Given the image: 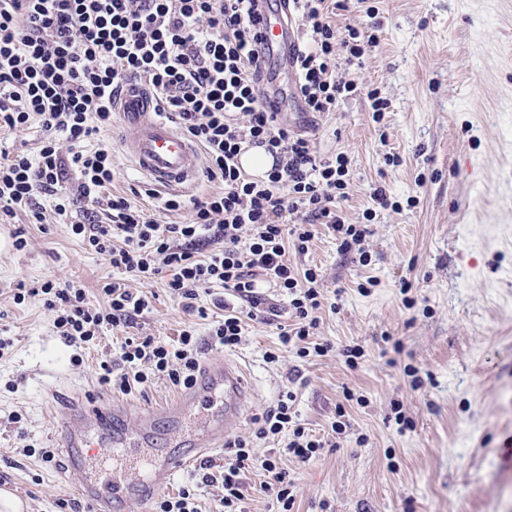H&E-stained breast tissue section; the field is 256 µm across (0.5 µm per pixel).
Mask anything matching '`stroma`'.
I'll return each instance as SVG.
<instances>
[{
	"label": "stroma",
	"mask_w": 512,
	"mask_h": 512,
	"mask_svg": "<svg viewBox=\"0 0 512 512\" xmlns=\"http://www.w3.org/2000/svg\"><path fill=\"white\" fill-rule=\"evenodd\" d=\"M376 18L355 0L337 11V27L375 26L379 39L343 76L358 87L339 109L307 123L318 154L345 153L351 161L345 220L368 223L371 263L341 252L325 226L314 225L307 254L290 261L318 267L330 304L316 332L331 352L298 362L276 346L275 326L249 322L241 344L206 352L244 369L251 395L235 434L250 439L257 420L293 389L298 417L311 432L328 435L336 406L347 428L337 448L308 464L283 463L297 486L292 512H512V0H377ZM389 103L374 122L366 89ZM127 132L110 126L116 178L112 189L150 207L160 224L189 223L191 209L173 214L146 196L149 181L122 149ZM399 156L398 166L384 163ZM384 186L397 209L374 208L372 188ZM8 231L24 230L25 250L0 249V334L14 347L0 358V487L25 503L24 512H59L75 491L55 480L65 454L53 425L54 391L73 397L113 394L98 381V355L74 365L73 347L52 330L54 313L43 297L15 305L18 284L48 278L75 282L89 293L111 280L112 269L85 250L68 225L47 212L42 224L17 215ZM159 275L147 286L150 313L133 330L163 340L189 318ZM370 282L369 292L358 285ZM357 345L363 356L349 368L340 354ZM424 380L412 390L405 367ZM300 369L302 380L286 375ZM365 404L343 399L344 390ZM411 426L399 429L395 408ZM21 415L24 429L10 425ZM53 451L43 463L38 449Z\"/></svg>",
	"instance_id": "35a3bbf8"
}]
</instances>
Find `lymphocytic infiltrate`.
I'll return each instance as SVG.
<instances>
[{"label": "lymphocytic infiltrate", "instance_id": "obj_1", "mask_svg": "<svg viewBox=\"0 0 512 512\" xmlns=\"http://www.w3.org/2000/svg\"><path fill=\"white\" fill-rule=\"evenodd\" d=\"M338 0H292L299 23L297 91L309 112L336 111L356 84L339 74L341 63L360 60L378 38L368 29L336 28ZM256 0H0V130L39 125L36 155H0V221L24 213L41 224L53 210L89 251L118 276L91 304L85 288L51 279L18 286L15 304L43 295L53 327L66 345L93 346L104 328L132 327L152 305L144 284L167 274L166 286L188 315L208 320L206 336L194 327L176 340L127 336L99 362V382L130 394L163 377L176 387L201 372L206 348L240 345L245 320L276 321L256 276L288 298L289 324L280 326L282 348L299 359L324 355L329 344L311 343L324 295L316 266L288 262L287 246L307 253L313 225H324L341 251H356L361 265L366 225L346 222L339 204L349 196V159L321 157L311 138L271 112L255 83ZM144 81L159 108L205 154V174L222 191L193 201L188 224H159L146 207L111 192L112 146L103 133L112 124L115 91L129 79ZM259 147L273 167L266 178L241 171L239 151ZM87 207L72 218L75 200ZM141 282L128 287L127 279ZM223 315L209 320V308ZM284 391L263 416L254 440L274 441L256 459L254 440L226 443L223 463L202 460L196 488L164 495L156 512H200L197 487L221 485L215 512H247L245 472L261 466L259 490L276 512H291L294 483L285 459L308 463L327 441L312 434Z\"/></svg>", "mask_w": 512, "mask_h": 512}]
</instances>
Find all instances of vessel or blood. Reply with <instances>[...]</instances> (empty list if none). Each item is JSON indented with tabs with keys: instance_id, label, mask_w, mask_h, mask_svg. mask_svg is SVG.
<instances>
[{
	"instance_id": "1",
	"label": "vessel or blood",
	"mask_w": 512,
	"mask_h": 512,
	"mask_svg": "<svg viewBox=\"0 0 512 512\" xmlns=\"http://www.w3.org/2000/svg\"><path fill=\"white\" fill-rule=\"evenodd\" d=\"M257 12L262 25L256 82L265 90L271 111L291 107L302 112L301 99L290 102L277 94L296 77L299 32L288 0H259ZM113 110L130 132L124 149L138 170L160 188L194 184L200 151L159 114L156 97L145 84L126 82L114 97ZM248 397L239 369L213 360L202 376L159 409L134 411L119 400H72L60 412L66 460L57 481L65 485L71 476H81L82 492L93 512H115L128 499L149 506L178 474L223 447ZM162 419L183 429L178 451L145 449ZM105 445L110 453H102Z\"/></svg>"
}]
</instances>
